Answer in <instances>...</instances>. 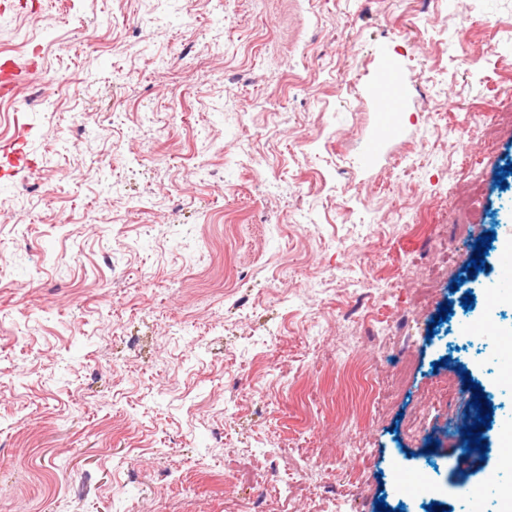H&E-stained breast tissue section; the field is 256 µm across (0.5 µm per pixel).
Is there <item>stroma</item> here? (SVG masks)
Here are the masks:
<instances>
[{
    "mask_svg": "<svg viewBox=\"0 0 512 512\" xmlns=\"http://www.w3.org/2000/svg\"><path fill=\"white\" fill-rule=\"evenodd\" d=\"M4 61L0 512H503L512 0H0Z\"/></svg>",
    "mask_w": 512,
    "mask_h": 512,
    "instance_id": "stroma-1",
    "label": "stroma"
}]
</instances>
